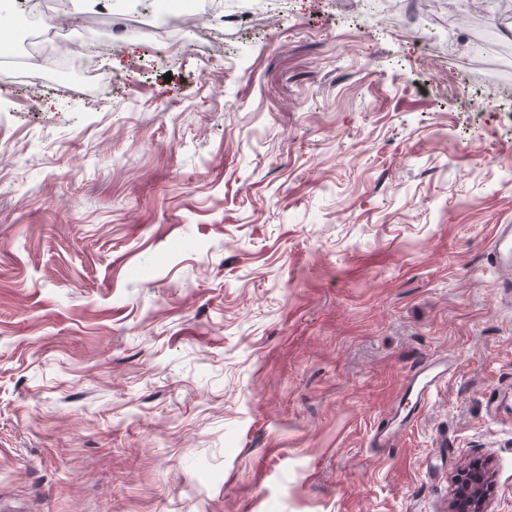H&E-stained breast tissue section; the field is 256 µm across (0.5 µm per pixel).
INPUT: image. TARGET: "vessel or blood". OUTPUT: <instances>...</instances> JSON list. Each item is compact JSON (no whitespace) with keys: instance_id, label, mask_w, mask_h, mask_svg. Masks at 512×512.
Instances as JSON below:
<instances>
[{"instance_id":"b4317fda","label":"vessel or blood","mask_w":512,"mask_h":512,"mask_svg":"<svg viewBox=\"0 0 512 512\" xmlns=\"http://www.w3.org/2000/svg\"><path fill=\"white\" fill-rule=\"evenodd\" d=\"M491 253L502 269L512 268L511 224L497 226ZM451 371V363L442 356H435L420 363L391 410L378 420L371 436L372 446L385 448L392 445L404 427L419 416L432 388L447 379Z\"/></svg>"}]
</instances>
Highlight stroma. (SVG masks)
Returning <instances> with one entry per match:
<instances>
[{"label": "stroma", "instance_id": "stroma-1", "mask_svg": "<svg viewBox=\"0 0 512 512\" xmlns=\"http://www.w3.org/2000/svg\"><path fill=\"white\" fill-rule=\"evenodd\" d=\"M393 2L69 0L86 87L0 66V512H446L474 458L512 512V0ZM491 254L503 270L512 268V225L499 224L491 244ZM453 364L442 356H435L420 363L411 374L391 410L382 416L371 436L373 448H386L395 441L404 427L420 414L423 403L433 387L448 378ZM417 392L415 402L411 395Z\"/></svg>", "mask_w": 512, "mask_h": 512}]
</instances>
